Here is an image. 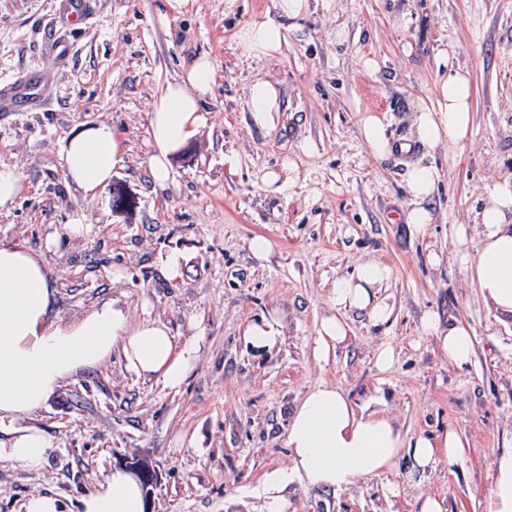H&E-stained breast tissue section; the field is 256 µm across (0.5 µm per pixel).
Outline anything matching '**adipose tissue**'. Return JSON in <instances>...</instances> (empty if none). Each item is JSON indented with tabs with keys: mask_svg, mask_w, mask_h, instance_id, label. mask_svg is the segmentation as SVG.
Masks as SVG:
<instances>
[{
	"mask_svg": "<svg viewBox=\"0 0 512 512\" xmlns=\"http://www.w3.org/2000/svg\"><path fill=\"white\" fill-rule=\"evenodd\" d=\"M276 17L250 20L238 38L256 55L279 51L285 40L282 18H296L309 9L308 0H276ZM215 82V67L205 56L197 58L180 80L169 83L156 98L150 117L154 151L149 171L156 185H165L170 157L203 122L201 103ZM446 111L420 110L415 137L428 148L462 143L472 122L469 76L457 71L439 85ZM282 97L271 82L259 79L248 88L246 108L253 122L274 125ZM121 143L110 125L101 122L70 137L63 148L65 177L84 195L93 197L112 178L121 160ZM438 182L434 167H410L407 185L413 207L406 215L415 233L427 235L432 214L426 200ZM478 248H471V241ZM456 253L483 301L494 310L512 312V181L499 184L480 214L476 236L466 225L453 230ZM392 278L391 268L366 258L351 274L337 278L333 288L334 313L321 318L314 346L316 359H328L349 332L342 313L364 312L376 326L387 324L391 306L379 296ZM53 292L41 258L29 251L0 246V458L16 461L30 470L41 469L55 448L40 428L25 425L48 395L65 380L120 354L128 370L166 388L182 387L194 366L199 337L177 343L163 322L151 318L132 321L116 300L97 304L69 323L50 317ZM284 324L272 311L249 323L243 339L251 348L270 351L283 341ZM425 336L434 338L449 364L469 366L474 356L471 331L458 322L442 323L434 313L422 322ZM287 442L292 464L264 473L256 492L262 512H288L285 491L300 483L311 489L340 490L356 478L384 471L400 456L411 460V473L455 464L464 442L453 431L438 436L410 438L380 409L356 406L342 389L321 383L310 388L298 403L289 423ZM147 507L138 479L117 468L80 500V512H145Z\"/></svg>",
	"mask_w": 512,
	"mask_h": 512,
	"instance_id": "1",
	"label": "adipose tissue"
}]
</instances>
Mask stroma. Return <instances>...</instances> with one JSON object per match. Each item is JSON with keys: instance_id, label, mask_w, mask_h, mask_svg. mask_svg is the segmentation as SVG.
Returning <instances> with one entry per match:
<instances>
[{"instance_id": "obj_1", "label": "stroma", "mask_w": 512, "mask_h": 512, "mask_svg": "<svg viewBox=\"0 0 512 512\" xmlns=\"http://www.w3.org/2000/svg\"><path fill=\"white\" fill-rule=\"evenodd\" d=\"M55 3L0 0V82L37 69L49 91L41 107L0 112V166L24 183L0 207V245L41 257L53 319L114 299L178 341L199 336L201 348L176 392L117 355L68 379L29 418L55 443L43 468L0 460V512H24L35 493L79 512L112 468L141 458L159 477L147 512H257L252 491L265 471L290 465L288 424L321 382L359 404L384 397L409 437L452 430L468 446L456 465L410 483L401 458L336 492L291 484L288 512H418L426 495L443 512H485L495 461L512 450V315L484 304L451 230L478 223L489 192L512 180V0H309L305 16L284 20L286 40L270 57L237 33L274 13L275 0H236L231 10L225 0H92L89 23L75 29L54 27ZM51 28L70 47L61 68L46 55ZM202 55L217 71L204 121L167 184L154 185L152 104ZM455 70L469 74L472 125L463 145L431 151L416 142L414 118L445 111L438 86ZM257 79L282 92L271 130L245 110ZM369 112L387 127L386 158L363 142ZM98 122L122 141L112 179L135 195L131 216L113 212L111 189L89 198L65 178L62 145ZM413 164L439 175L423 237L405 219ZM77 218L88 230L69 235ZM256 235L273 242L269 260L252 257ZM173 251L184 255L180 271L162 278L158 261ZM367 257L392 269L381 291L391 322L377 328L346 313L347 340L316 360L333 284ZM274 309L286 322L279 349L246 348V323ZM430 313L470 328V366L450 365L422 334ZM384 344L395 362L382 372L375 354Z\"/></svg>"}]
</instances>
